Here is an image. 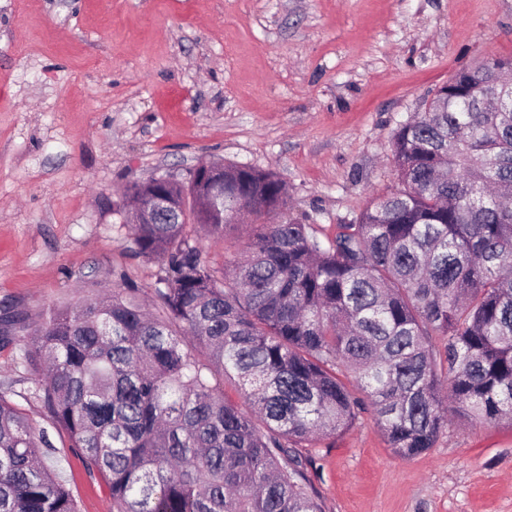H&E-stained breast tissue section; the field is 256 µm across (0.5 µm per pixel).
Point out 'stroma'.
I'll return each mask as SVG.
<instances>
[{
  "mask_svg": "<svg viewBox=\"0 0 512 512\" xmlns=\"http://www.w3.org/2000/svg\"><path fill=\"white\" fill-rule=\"evenodd\" d=\"M512 56V0H0V309L29 325L131 285L122 194L200 162L276 174L288 217L319 236L398 185L392 141L458 70ZM253 216L199 237L220 268ZM0 348V393L52 446L45 463L81 512H112ZM323 512H512V423L451 416L434 448L395 455L375 419L313 445Z\"/></svg>",
  "mask_w": 512,
  "mask_h": 512,
  "instance_id": "stroma-1",
  "label": "stroma"
}]
</instances>
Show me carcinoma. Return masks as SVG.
<instances>
[{"label": "carcinoma", "mask_w": 512, "mask_h": 512, "mask_svg": "<svg viewBox=\"0 0 512 512\" xmlns=\"http://www.w3.org/2000/svg\"><path fill=\"white\" fill-rule=\"evenodd\" d=\"M464 76L395 133L399 187L334 237L256 224L244 257L215 268L195 229L222 239L242 213L288 205L274 174L226 164L224 208L170 184L157 223L130 225L135 254L162 263L155 311L123 288L38 324L20 359L112 512H323L302 449L364 413L403 458L435 446L450 404L512 422V87L483 112L485 72ZM152 199L126 188L133 210ZM23 321L0 315V345ZM49 452L0 394V512H80Z\"/></svg>", "instance_id": "1"}]
</instances>
